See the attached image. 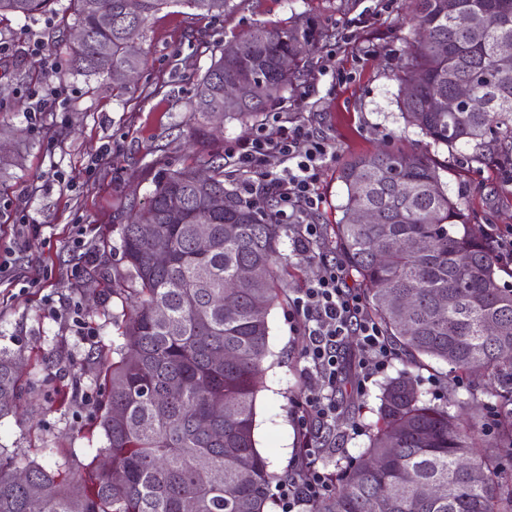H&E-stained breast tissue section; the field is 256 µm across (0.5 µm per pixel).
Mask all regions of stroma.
I'll use <instances>...</instances> for the list:
<instances>
[{
	"label": "stroma",
	"instance_id": "stroma-1",
	"mask_svg": "<svg viewBox=\"0 0 512 512\" xmlns=\"http://www.w3.org/2000/svg\"><path fill=\"white\" fill-rule=\"evenodd\" d=\"M295 21L314 50L298 85L257 121H225L213 142L194 143L189 105L211 63L209 46L260 23L284 28ZM69 39L55 13L0 23V85L9 88L0 95V155L21 156L0 171V350L17 357L24 391L0 417V453L50 471L89 463L107 445L97 425L103 392L95 357L122 343L118 326L131 310L130 300L112 291L126 273L121 226L148 204L167 169L224 150L280 113L332 143L318 183L322 205L309 218L322 227L324 249L310 256L293 249L290 233L281 238L290 294L336 255L330 236L345 198L338 169L358 153L425 144L398 106L397 63L413 39L408 0H228L223 15L207 17L168 8L149 21L141 41L146 62L123 90L107 76L73 73ZM433 154L444 169V189L473 213L480 232L507 234L512 175L459 163L443 146ZM268 322L255 439L272 471L299 466L306 435L331 459L360 455L380 385L400 371L410 370L422 399L435 404L453 388L446 364L411 370L397 358L359 391L349 358L358 340L348 336L338 353L347 375L336 393V426L323 428L306 413L318 381L304 358L299 317L292 305L278 304Z\"/></svg>",
	"mask_w": 512,
	"mask_h": 512
}]
</instances>
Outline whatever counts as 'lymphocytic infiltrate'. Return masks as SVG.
<instances>
[{
  "label": "lymphocytic infiltrate",
  "instance_id": "f902f5d3",
  "mask_svg": "<svg viewBox=\"0 0 512 512\" xmlns=\"http://www.w3.org/2000/svg\"><path fill=\"white\" fill-rule=\"evenodd\" d=\"M330 153L328 141L288 119L277 121L274 130H259L226 150L238 171L245 175L240 184L245 198L257 200L274 193L275 222L288 226L294 246L304 252L321 245L319 225L308 223L307 218L322 203L317 184ZM290 302L308 336L305 357L319 380V389L308 404L315 421L321 423L336 415V382L343 374L336 350L344 337L357 336L361 352L357 367L366 379L387 367L392 359L391 348L339 264L323 263L316 278L298 289ZM319 456V449H305L299 476L277 484L275 501L279 512H301L302 507L330 491L331 476Z\"/></svg>",
  "mask_w": 512,
  "mask_h": 512
}]
</instances>
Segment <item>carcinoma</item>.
Wrapping results in <instances>:
<instances>
[{"label": "carcinoma", "instance_id": "carcinoma-1", "mask_svg": "<svg viewBox=\"0 0 512 512\" xmlns=\"http://www.w3.org/2000/svg\"><path fill=\"white\" fill-rule=\"evenodd\" d=\"M512 0H410L418 38L398 68L421 83L404 89L401 115L435 146L471 149L465 162L512 168V57L499 45L512 42ZM227 0H139L130 16L125 0H68L63 12L83 37L67 46L71 69L112 76L137 69L144 55L136 40L157 12L186 6L203 16L221 15ZM58 0H0V17L31 18L56 11ZM460 14L472 23L461 27ZM308 35L256 25L216 46L191 106L190 134L207 139L217 111L242 125L254 121L299 81L307 66ZM244 83L237 103L224 102V82ZM459 84L471 87L469 103L448 109ZM218 152L167 171L148 207L122 227L127 275L112 289L136 298L123 323L116 358L99 361L106 399L99 426L112 472L93 464L65 474L0 455V512H29L32 494L41 512H181L186 498L197 512H269L272 486L281 476L255 441L256 399L269 354L270 309L279 303L282 225L269 201L245 200L224 187ZM211 171L210 191L230 207L214 209L196 185L197 168ZM346 187L343 217L334 239L341 264L363 287V297L388 343L411 364L442 361L459 379L481 375L480 393L495 400L500 415L486 426L482 404L464 417L445 404L422 400L403 372L381 387L369 443L354 461L335 463L333 491L310 512H512V286L500 283L491 238L478 235L470 216L441 188L440 168L428 153L377 151L351 157L339 170ZM181 201L172 213L169 201ZM373 212L370 224L353 215ZM153 220L144 224V218ZM198 224L211 226L210 249L194 243ZM164 251L162 267L152 255ZM465 253L470 263L460 265ZM246 268L255 276L242 277ZM412 313L402 315L407 297ZM163 307L167 318L155 311ZM232 356L222 365L216 354ZM19 393L15 360L0 353V415ZM208 460L200 469L196 461ZM422 484L435 494L423 498Z\"/></svg>", "mask_w": 512, "mask_h": 512}]
</instances>
